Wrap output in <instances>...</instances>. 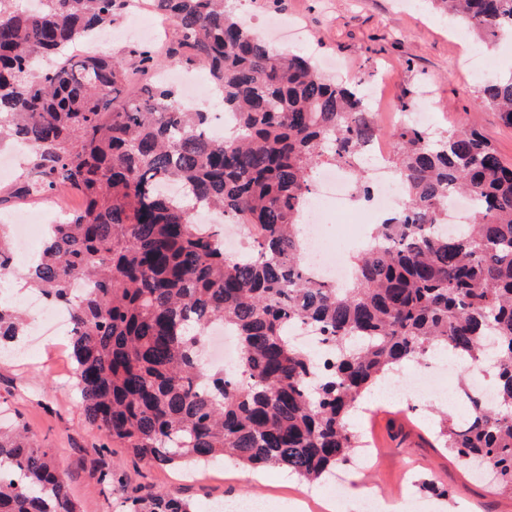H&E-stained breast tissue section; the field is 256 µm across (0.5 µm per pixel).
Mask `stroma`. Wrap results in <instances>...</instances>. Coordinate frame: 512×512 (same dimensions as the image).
Instances as JSON below:
<instances>
[{"label":"stroma","mask_w":512,"mask_h":512,"mask_svg":"<svg viewBox=\"0 0 512 512\" xmlns=\"http://www.w3.org/2000/svg\"><path fill=\"white\" fill-rule=\"evenodd\" d=\"M246 5L257 14L301 22L310 37L305 52L342 61L348 80L368 84L385 72L380 109L390 126L413 121L418 97L429 85L435 90L427 114L429 131L475 129L504 162L512 163V127L483 102L471 66L476 58L487 75L511 74L512 39L460 35L429 4L414 0H247ZM25 174L20 164L8 180H0V217L29 211L53 214L59 204L78 205L71 195L7 200ZM65 363L64 357L46 350L24 358L0 353V411L24 424L39 446L54 455L80 512H123L124 497L135 488L171 492L189 500L197 512L237 497L263 498L267 512H295L300 503L306 512H315L321 504V486L277 468L257 471L218 461L190 476L144 462L125 448H102L98 430L86 423L64 381ZM430 419L426 405L412 408L382 397L351 417V425L360 429L376 455L370 466L355 459L343 466L340 512H355L371 491L394 496L407 476L441 490L427 512H512V497L488 495L483 482L467 477L458 460L433 448L425 434Z\"/></svg>","instance_id":"stroma-1"}]
</instances>
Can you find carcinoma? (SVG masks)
<instances>
[{"instance_id": "1", "label": "carcinoma", "mask_w": 512, "mask_h": 512, "mask_svg": "<svg viewBox=\"0 0 512 512\" xmlns=\"http://www.w3.org/2000/svg\"><path fill=\"white\" fill-rule=\"evenodd\" d=\"M0 0V139L30 153L16 195L78 190L83 207L50 227L27 287L66 304L68 359L85 420L114 447L183 470L218 457L329 481L362 443L350 414L407 363L445 349L492 370L495 403L469 396L462 421L440 411L438 447L512 494V165L475 129L400 125L392 164L402 210L375 226L354 279L321 284L303 269L299 226L315 169L348 167L378 126L358 83H338L309 57L277 49L242 23L232 0H151L167 17L170 63L209 62L211 87L235 116L208 133L154 71L152 49L77 54L126 15L129 0ZM457 28L512 31V0H431ZM478 92L512 126V76ZM169 180L185 193L170 197ZM476 198L471 224L448 234L449 196ZM209 205L248 227L231 258L219 233L194 222ZM12 271L0 224V275ZM94 288L74 298L70 281ZM234 332L235 370L203 362L209 328ZM308 325L333 350L322 365L294 342ZM0 302V346L23 334ZM0 512H77L52 454L21 426L0 425ZM126 512H195L169 492L126 497Z\"/></svg>"}]
</instances>
